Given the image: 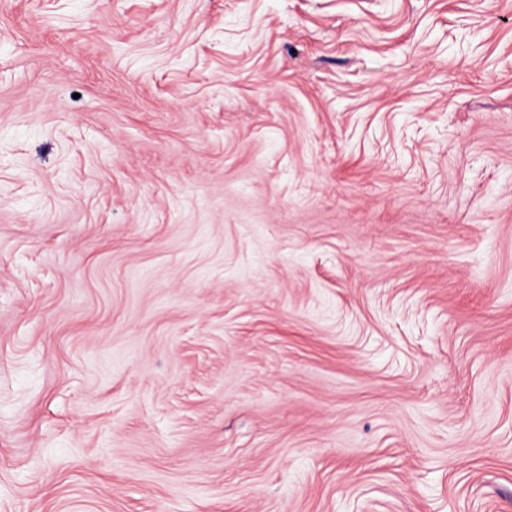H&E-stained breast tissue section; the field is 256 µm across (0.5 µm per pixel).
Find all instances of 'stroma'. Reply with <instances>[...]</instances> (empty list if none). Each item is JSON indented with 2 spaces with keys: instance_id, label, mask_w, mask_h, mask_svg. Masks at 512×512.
Returning <instances> with one entry per match:
<instances>
[{
  "instance_id": "35a3bbf8",
  "label": "stroma",
  "mask_w": 512,
  "mask_h": 512,
  "mask_svg": "<svg viewBox=\"0 0 512 512\" xmlns=\"http://www.w3.org/2000/svg\"><path fill=\"white\" fill-rule=\"evenodd\" d=\"M0 512H512V0H0Z\"/></svg>"
}]
</instances>
